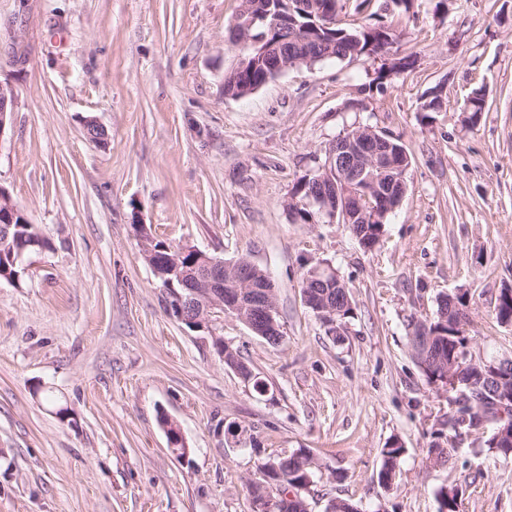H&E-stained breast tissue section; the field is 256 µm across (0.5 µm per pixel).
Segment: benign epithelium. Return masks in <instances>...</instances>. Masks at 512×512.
<instances>
[{
    "label": "benign epithelium",
    "mask_w": 512,
    "mask_h": 512,
    "mask_svg": "<svg viewBox=\"0 0 512 512\" xmlns=\"http://www.w3.org/2000/svg\"><path fill=\"white\" fill-rule=\"evenodd\" d=\"M265 25L268 33L280 32V36L270 41L263 38L258 41L249 35L256 23ZM232 31L239 35V45L253 49L257 55L250 59L258 64L272 55L273 49L288 41V26L283 16L278 13L274 0H256L255 10L248 18L236 17ZM240 68L248 65V59L240 57ZM13 92L0 85V136L3 135L8 115L11 114ZM404 151L395 148L375 134L370 126H356L338 137L329 147L326 161L317 167L318 190L310 196L305 206H314L320 212L340 215L345 220H358L365 224L386 218L400 203L402 196L393 193L392 187L404 183L406 167L394 162V156ZM24 212L13 202L9 191L0 185V231L8 233L14 224H25ZM144 254L156 256L160 262L169 266L168 277L162 285L165 294L177 299L174 309L176 317L183 323L201 328L213 321L218 313L230 314L257 335L277 340L283 336L282 326L276 321L274 286L268 274L256 280L252 276L253 264L240 261H225L209 256L194 247L184 246L183 250L194 252V264H171L167 245L154 247V240L144 236ZM334 280L337 285L342 281L335 269L313 267L304 278L302 298L304 304L336 333V306L322 299L316 292L324 280ZM203 287L204 301L197 308L195 316L187 315L182 306L181 290L192 293ZM456 358L452 360L448 371L444 372L442 381L448 389L459 390L460 375L454 372V366L464 360L466 364L460 369H476L488 373L493 383L492 390H483L482 395L470 399L465 404L464 419H472L471 428L484 429L487 421V403H492L498 412V418L504 420L507 412L512 410V385L503 382L512 376V358H495L488 361L478 358L470 351L469 340L455 342Z\"/></svg>",
    "instance_id": "benign-epithelium-1"
}]
</instances>
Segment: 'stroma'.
<instances>
[{
  "mask_svg": "<svg viewBox=\"0 0 512 512\" xmlns=\"http://www.w3.org/2000/svg\"><path fill=\"white\" fill-rule=\"evenodd\" d=\"M239 0H0V85L14 95L0 186L46 248L21 284L0 280V512H252L243 485L271 455L309 451V512H512V460L481 433L448 465L430 446L448 392L428 382L411 317L439 294L471 300L473 354L512 357L493 316L512 286V0H411L384 14L397 39L374 58L291 68L224 93L240 50ZM410 59L397 71L393 64ZM382 85H375V78ZM483 90L470 121L465 103ZM441 96L433 119L422 108ZM105 129L88 140L83 122ZM399 139L406 195L365 251L328 217L293 223L301 177L339 134ZM154 241L266 271L283 335L232 316L194 329L166 308L144 258ZM333 267L353 315L340 335L307 308L303 275ZM222 336L268 386L225 366ZM66 415H59V408ZM190 450L180 461L166 426ZM400 441L399 476L378 481Z\"/></svg>",
  "mask_w": 512,
  "mask_h": 512,
  "instance_id": "obj_1",
  "label": "stroma"
}]
</instances>
